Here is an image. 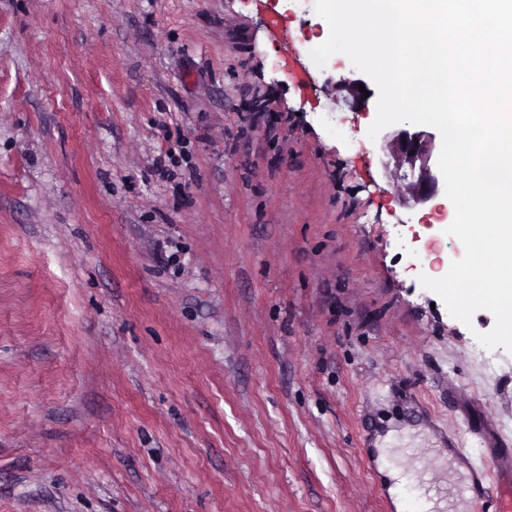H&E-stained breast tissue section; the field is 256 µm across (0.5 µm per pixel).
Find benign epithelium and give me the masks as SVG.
<instances>
[{
  "label": "benign epithelium",
  "instance_id": "1",
  "mask_svg": "<svg viewBox=\"0 0 512 512\" xmlns=\"http://www.w3.org/2000/svg\"><path fill=\"white\" fill-rule=\"evenodd\" d=\"M436 135L419 125L402 124L388 142L393 162H382L383 168L394 166V174L409 181L413 200L422 204L445 189L443 177L433 159Z\"/></svg>",
  "mask_w": 512,
  "mask_h": 512
}]
</instances>
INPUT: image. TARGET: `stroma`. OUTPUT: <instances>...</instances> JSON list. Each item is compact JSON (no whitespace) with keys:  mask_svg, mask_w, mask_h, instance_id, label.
<instances>
[{"mask_svg":"<svg viewBox=\"0 0 512 512\" xmlns=\"http://www.w3.org/2000/svg\"><path fill=\"white\" fill-rule=\"evenodd\" d=\"M275 17L298 58L329 36L313 0H0V512H394L360 442L406 425L455 512L449 425L512 438L377 86L289 80Z\"/></svg>","mask_w":512,"mask_h":512,"instance_id":"obj_1","label":"stroma"}]
</instances>
